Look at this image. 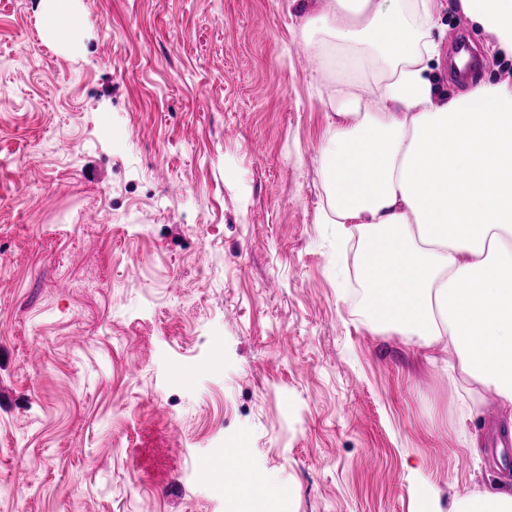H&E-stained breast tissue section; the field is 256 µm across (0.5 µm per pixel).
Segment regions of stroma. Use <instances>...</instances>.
<instances>
[{"label": "stroma", "instance_id": "obj_1", "mask_svg": "<svg viewBox=\"0 0 512 512\" xmlns=\"http://www.w3.org/2000/svg\"><path fill=\"white\" fill-rule=\"evenodd\" d=\"M426 74L458 36L441 0ZM329 0H0V512H227L246 454L276 512H415L495 472L459 448L460 403L404 337L374 333L357 256L319 221L327 88L302 60ZM416 474H409V467ZM42 8V30L45 37L57 41L59 37H73L77 21L70 0H45ZM410 491L419 502V512H446L439 490L432 485H418L410 482Z\"/></svg>", "mask_w": 512, "mask_h": 512}]
</instances>
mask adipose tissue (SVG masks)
Wrapping results in <instances>:
<instances>
[{"label":"adipose tissue","instance_id":"1","mask_svg":"<svg viewBox=\"0 0 512 512\" xmlns=\"http://www.w3.org/2000/svg\"><path fill=\"white\" fill-rule=\"evenodd\" d=\"M462 13L512 57V0H460ZM439 0H330L308 15L319 40L306 50L336 59L333 113L321 152V221L358 234L364 314L379 333L441 347L440 369L462 408L452 429L476 452L474 406L492 390L512 428V76L437 95L422 65ZM380 99L351 89L368 74ZM217 465L237 512H273L264 474L245 455ZM420 512H512V483L443 507L439 490L411 484Z\"/></svg>","mask_w":512,"mask_h":512}]
</instances>
